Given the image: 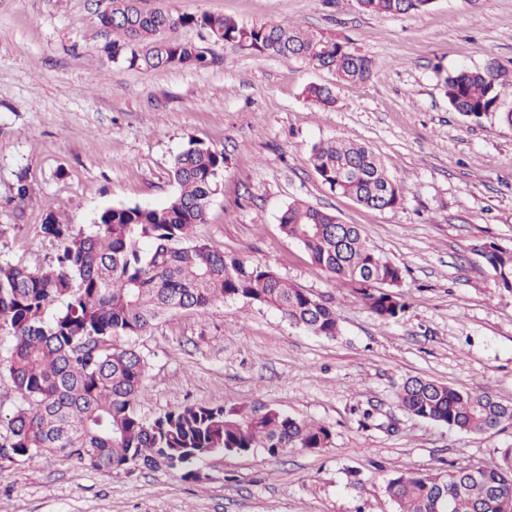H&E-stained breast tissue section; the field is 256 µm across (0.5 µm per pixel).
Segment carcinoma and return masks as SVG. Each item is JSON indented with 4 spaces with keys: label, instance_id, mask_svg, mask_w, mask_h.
I'll return each instance as SVG.
<instances>
[{
    "label": "carcinoma",
    "instance_id": "1",
    "mask_svg": "<svg viewBox=\"0 0 512 512\" xmlns=\"http://www.w3.org/2000/svg\"><path fill=\"white\" fill-rule=\"evenodd\" d=\"M356 2L368 13L397 15L425 10L433 0ZM111 5L97 25L112 32L103 52L115 64L145 70L216 65L219 58L208 49L165 36L191 27L257 57L300 58L332 71L338 83L367 81L375 69L349 42L290 22L247 25L163 6L146 11L138 0ZM510 87L512 75L494 60L444 78L451 110L512 127V104L503 99ZM303 94L316 106L335 103L327 85L310 84ZM310 162L322 184L365 207L383 210L405 200L404 185L365 145L329 140L313 148ZM224 163V152L191 138L172 162L177 194L167 206L106 207L78 230L50 212L41 232L64 243L56 269L0 261V333L14 338L5 371L17 395L11 416L0 418V471L61 454L94 470L164 467L201 483L209 479L206 463L215 455L260 448L277 458L329 447L326 425L263 404L184 405L152 420L138 414L147 361L132 339L178 311L203 316L218 302L243 298L314 335L338 333L336 312L322 298L288 284L268 266L228 261L224 252L193 240L194 227L207 223ZM338 221L330 211L295 201L282 212L279 227L379 320L398 317L405 309L401 268L376 250L360 224L349 225L338 242ZM474 251L498 286L512 290V249L483 243ZM398 399L417 419L469 434L512 423V406L490 393L422 377L408 378ZM386 492L397 512H512V448L503 449L492 466L446 475L397 473Z\"/></svg>",
    "mask_w": 512,
    "mask_h": 512
}]
</instances>
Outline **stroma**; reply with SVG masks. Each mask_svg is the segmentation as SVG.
Here are the masks:
<instances>
[{
    "mask_svg": "<svg viewBox=\"0 0 512 512\" xmlns=\"http://www.w3.org/2000/svg\"><path fill=\"white\" fill-rule=\"evenodd\" d=\"M164 1L345 38L376 70L338 85L298 59L217 45V66L146 71L103 55L112 35L97 16L110 0H0V259L48 268L62 244L41 231L47 213L79 228L108 206L167 205L171 162L189 138L223 151L196 240L330 299L339 332L309 334L245 299L176 313L134 340L148 361L139 413L262 403L326 425L332 443L216 457L201 484L47 455L0 473V512H396L385 490L394 474L496 462L512 425L462 433L409 416L398 393L422 376L512 403V291L473 250L512 248V128L451 111L443 90L447 74L492 59L512 71V0H433L390 16L356 0ZM311 83L334 84L335 104L305 101ZM329 138L380 154L404 203L380 211L331 192L310 164ZM22 173L32 190L19 206ZM294 201L362 225L402 268L406 310L381 322L285 236L279 217Z\"/></svg>",
    "mask_w": 512,
    "mask_h": 512,
    "instance_id": "1",
    "label": "stroma"
}]
</instances>
